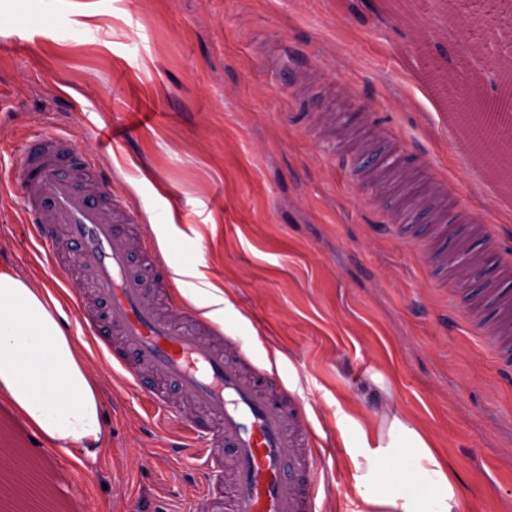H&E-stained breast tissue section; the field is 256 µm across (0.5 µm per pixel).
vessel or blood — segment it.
<instances>
[{
	"label": "vessel or blood",
	"instance_id": "obj_1",
	"mask_svg": "<svg viewBox=\"0 0 512 512\" xmlns=\"http://www.w3.org/2000/svg\"><path fill=\"white\" fill-rule=\"evenodd\" d=\"M23 162L15 173L22 188V207L38 224L36 240L56 246L63 232L74 260L86 273L97 302L100 324L119 336L118 348L100 349L109 365L118 367L119 388L133 387L143 401L158 409L170 404L158 391L143 386L139 373L176 382L188 402L216 426L201 440L210 470L222 471L223 482L201 490L202 512H322L321 490L329 477L326 455L313 443L303 403L277 378L257 384L246 368L250 358L241 341L226 335L220 324L185 309L189 324L177 326L159 308L162 292L172 283L150 240L132 232L137 211L118 198L105 197L94 161L78 152L63 135L35 134L22 145ZM429 189L418 203L429 221L454 224L458 218L445 206L448 180L428 168ZM382 223L402 231L415 213L406 208H379ZM482 251L498 255L500 276L512 275V231L482 233ZM143 253L154 270L158 289L131 263ZM467 327L481 335L504 377H512V324L498 317L458 308ZM100 324L82 321L85 335L98 338ZM229 447L221 455L220 447Z\"/></svg>",
	"mask_w": 512,
	"mask_h": 512
}]
</instances>
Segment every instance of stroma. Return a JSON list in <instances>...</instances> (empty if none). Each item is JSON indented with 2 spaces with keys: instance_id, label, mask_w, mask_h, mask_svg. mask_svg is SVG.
<instances>
[{
  "instance_id": "1",
  "label": "stroma",
  "mask_w": 512,
  "mask_h": 512,
  "mask_svg": "<svg viewBox=\"0 0 512 512\" xmlns=\"http://www.w3.org/2000/svg\"><path fill=\"white\" fill-rule=\"evenodd\" d=\"M0 0V266L51 286L80 334L65 277L20 221L12 184L31 134H64L115 163V191L166 225L172 263L202 265L224 285V326L252 363L304 396L315 431L337 449L334 506L368 512L385 489L372 454L400 414L441 458L457 512H512V383L451 308L490 311L484 291L512 292L494 257L463 285L432 287L412 255L430 236L380 224L363 189L315 149H347L390 123L405 148L444 172L457 209L512 225V190L483 182L455 149L456 96L512 98V74L486 70L493 38L483 0ZM336 103L348 125H318ZM156 111L127 142L95 129ZM86 366L108 426L95 462L47 464L29 430L0 404V449L38 463L61 512H198L191 460L167 445L136 393L115 390L94 347Z\"/></svg>"
}]
</instances>
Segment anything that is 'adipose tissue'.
<instances>
[{
  "label": "adipose tissue",
  "mask_w": 512,
  "mask_h": 512,
  "mask_svg": "<svg viewBox=\"0 0 512 512\" xmlns=\"http://www.w3.org/2000/svg\"><path fill=\"white\" fill-rule=\"evenodd\" d=\"M81 337L68 334L50 288L0 270V400L51 446L95 458L106 432L96 379ZM415 455L428 475L419 491L397 487L366 497L370 512H455V491L427 439L400 416L378 433V459Z\"/></svg>",
  "instance_id": "adipose-tissue-1"
}]
</instances>
